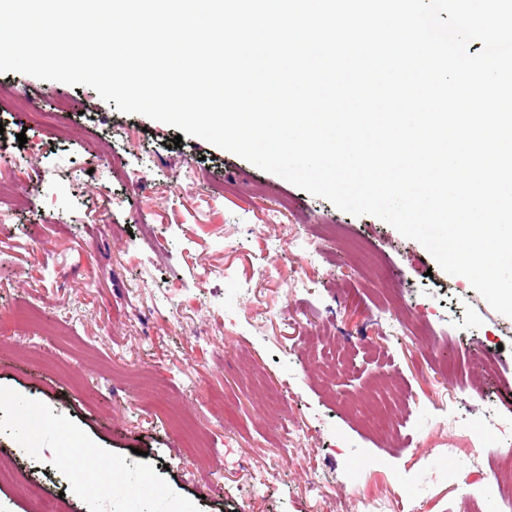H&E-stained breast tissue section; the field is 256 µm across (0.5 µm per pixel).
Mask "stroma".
<instances>
[{
  "label": "stroma",
  "mask_w": 512,
  "mask_h": 512,
  "mask_svg": "<svg viewBox=\"0 0 512 512\" xmlns=\"http://www.w3.org/2000/svg\"><path fill=\"white\" fill-rule=\"evenodd\" d=\"M0 126L33 156L0 159V394L97 448L120 485L163 491L98 495L110 475L74 473L61 437L21 438L14 416L0 464L31 494L0 483V512L48 494L68 512H498L512 317L466 278L83 85L0 73ZM332 342L351 373L322 372Z\"/></svg>",
  "instance_id": "1"
}]
</instances>
